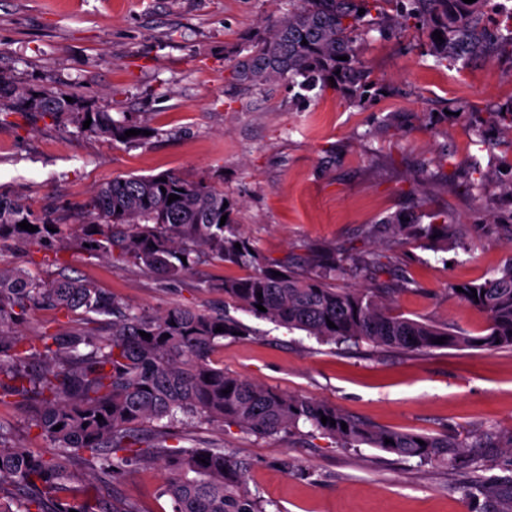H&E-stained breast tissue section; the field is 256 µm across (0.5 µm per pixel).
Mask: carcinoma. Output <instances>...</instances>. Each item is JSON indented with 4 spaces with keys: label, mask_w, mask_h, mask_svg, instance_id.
<instances>
[{
    "label": "carcinoma",
    "mask_w": 512,
    "mask_h": 512,
    "mask_svg": "<svg viewBox=\"0 0 512 512\" xmlns=\"http://www.w3.org/2000/svg\"><path fill=\"white\" fill-rule=\"evenodd\" d=\"M489 2L288 0V13L271 21L264 36L249 46L232 80L243 92L282 84L303 90L332 88L359 103L372 83L361 60L359 31L389 34L412 21L426 36L436 64H465L490 55L499 45L512 50V9L494 21L482 10ZM361 8L365 13H359ZM436 31L443 41L432 38ZM65 97L57 92L20 99L25 110L53 119H89V130L113 141L147 139L142 131L148 126L116 121L107 112L81 111ZM130 129L141 134L125 136ZM171 194L179 199L168 202ZM224 201V191L174 173L115 178L85 204L84 242L89 252L132 258L164 278L187 272L198 246L228 263L246 265L255 261L254 253L244 243L235 248L239 239L224 235L232 223V208ZM24 220L38 230L20 228ZM50 226L49 219L0 193V241L43 244L56 236ZM314 266L315 273L304 276L275 265L226 278L221 289L257 317L330 341L365 340L407 351L471 347L479 341L489 350L512 347V260L484 283H461L460 292L454 285L448 288L449 296L486 315V334L478 337L395 315L367 288L337 286L344 257L332 249L318 250ZM259 304L266 311L258 310ZM37 305L75 315L82 325L29 339L19 334V327ZM329 320L335 327L328 326ZM219 326L224 331H215ZM142 331L151 338L142 337ZM241 331L238 322L222 313L184 307L156 316L121 312L91 282L65 275L44 281L25 271L0 269V401L28 408L31 426L40 436L65 454L81 456L110 482L134 462L157 464L172 512H264L246 490L245 460L222 448L167 445L170 434L165 429L195 419L232 422L260 436L297 430L304 423L343 445L369 444L401 456L460 462L471 471L472 488L482 493L491 488L478 474L482 465L457 457L446 436L367 426L333 406L285 395L212 366L210 357L219 341ZM441 337L444 344L432 343ZM99 415L103 420H97ZM323 415L335 424H322ZM153 423L163 431L147 430ZM8 442V432L0 425V487L14 490V508L0 506V512H139L126 502L78 497L68 486L71 474L60 458L31 454Z\"/></svg>",
    "instance_id": "cac0c4a2"
}]
</instances>
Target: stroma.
<instances>
[{"mask_svg": "<svg viewBox=\"0 0 512 512\" xmlns=\"http://www.w3.org/2000/svg\"><path fill=\"white\" fill-rule=\"evenodd\" d=\"M285 10L284 0H0V72L19 93L63 92L153 130L144 141L116 142L1 98L0 191L61 231L49 247L0 242V269L87 279L147 315L174 306L223 312L248 333L225 338L214 366L377 427L449 437L471 457L483 434L512 435V348L327 342L226 299L224 278L247 269L209 250L167 280L82 244V206L99 185L170 172L223 190L255 269L285 262L308 275L312 249L330 247L346 258L340 286H388L402 316L481 335L485 316L448 287L494 278L512 260V196L503 190L512 182V56L439 67L416 29L391 40L371 32L362 60L377 88L362 104L330 89L239 94L231 76L242 48ZM432 212L449 235L406 238L388 223L397 215L425 225ZM370 252L385 253L389 271L365 269L359 259ZM0 423L12 446L53 455L21 406L0 404ZM172 431L180 447L248 460L246 487L265 512H503L502 493L512 489L506 448L483 451L500 491L489 497L469 493L466 471L439 460L344 448L309 426L269 437L212 421ZM64 464L81 494L171 512L156 466H131L107 486L83 459Z\"/></svg>", "mask_w": 512, "mask_h": 512, "instance_id": "obj_1", "label": "stroma"}]
</instances>
